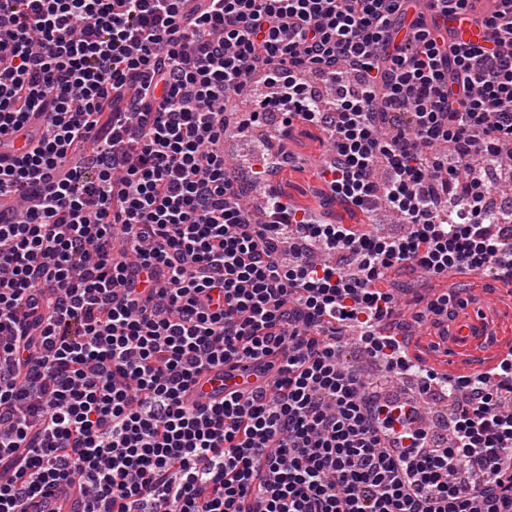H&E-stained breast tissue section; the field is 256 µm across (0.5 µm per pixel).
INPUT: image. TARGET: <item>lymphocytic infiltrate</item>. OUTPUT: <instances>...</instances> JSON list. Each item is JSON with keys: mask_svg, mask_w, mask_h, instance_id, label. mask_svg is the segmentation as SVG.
Returning <instances> with one entry per match:
<instances>
[{"mask_svg": "<svg viewBox=\"0 0 512 512\" xmlns=\"http://www.w3.org/2000/svg\"><path fill=\"white\" fill-rule=\"evenodd\" d=\"M453 42L415 0H0V512H512V353L461 376L453 436L338 351L406 374L385 272L512 276V0ZM269 94L227 112L251 78ZM332 136V198L385 238L279 196L252 221L224 139L266 113ZM455 195L456 219L442 203ZM274 374L222 402L205 374Z\"/></svg>", "mask_w": 512, "mask_h": 512, "instance_id": "f902f5d3", "label": "lymphocytic infiltrate"}]
</instances>
